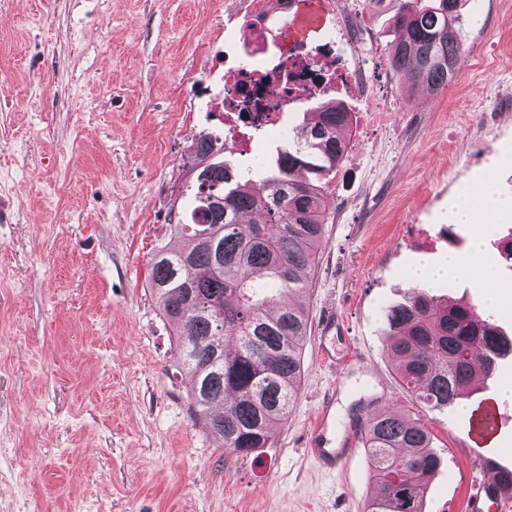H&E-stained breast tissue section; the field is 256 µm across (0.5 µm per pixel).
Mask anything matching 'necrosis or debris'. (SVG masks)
I'll list each match as a JSON object with an SVG mask.
<instances>
[{
	"instance_id": "necrosis-or-debris-1",
	"label": "necrosis or debris",
	"mask_w": 512,
	"mask_h": 512,
	"mask_svg": "<svg viewBox=\"0 0 512 512\" xmlns=\"http://www.w3.org/2000/svg\"><path fill=\"white\" fill-rule=\"evenodd\" d=\"M351 71L333 62L324 63L298 49L287 52L261 69L237 62L224 71V138L236 151H249L251 134L279 128L282 117L304 93L322 91L327 82H346Z\"/></svg>"
}]
</instances>
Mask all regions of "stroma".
I'll list each match as a JSON object with an SVG mask.
<instances>
[{
    "label": "stroma",
    "instance_id": "obj_1",
    "mask_svg": "<svg viewBox=\"0 0 512 512\" xmlns=\"http://www.w3.org/2000/svg\"><path fill=\"white\" fill-rule=\"evenodd\" d=\"M352 8L371 30L357 52L339 38ZM460 14L464 57L438 94L392 77V14L369 0L327 5L307 40L358 74L325 93L353 116L351 149L327 177L300 299L296 403L268 447L241 457L193 415L148 285L189 145L224 118V56L243 52L235 0H0V512H363L364 448L335 474L307 452L331 389L332 439L384 409L424 424L441 460L424 512H467L481 473L466 418L408 395L384 334L419 258L468 252L474 227L454 223L455 205L488 181L485 251L512 285V105L499 99L512 87V0H466ZM314 107L294 104L239 167L273 159Z\"/></svg>",
    "mask_w": 512,
    "mask_h": 512
}]
</instances>
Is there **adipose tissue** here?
<instances>
[{
	"label": "adipose tissue",
	"mask_w": 512,
	"mask_h": 512,
	"mask_svg": "<svg viewBox=\"0 0 512 512\" xmlns=\"http://www.w3.org/2000/svg\"><path fill=\"white\" fill-rule=\"evenodd\" d=\"M495 195V186L493 183H485L480 192L479 198H472L469 196L461 197L457 206V216L461 221L472 222L476 225L475 237L476 244H473L472 249L467 257H459L456 255L449 256L445 264L432 269L427 265H419L407 274L410 282L420 284H432L434 279L444 275L456 274H472L475 275L483 284L486 290V302L491 306L501 305L506 292L500 288L495 280L492 266L488 263L483 254V249L480 245L481 239L492 233L494 224L491 220L478 219L477 213L479 211V201L492 200Z\"/></svg>",
	"instance_id": "obj_1"
}]
</instances>
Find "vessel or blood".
I'll return each mask as SVG.
<instances>
[{
    "instance_id": "obj_1",
    "label": "vessel or blood",
    "mask_w": 512,
    "mask_h": 512,
    "mask_svg": "<svg viewBox=\"0 0 512 512\" xmlns=\"http://www.w3.org/2000/svg\"><path fill=\"white\" fill-rule=\"evenodd\" d=\"M323 23V0H304L287 28V36L296 41L305 39L311 32L321 29ZM332 405L331 396H324L311 432L310 453L321 468L335 472L343 468L350 451L346 448H333L326 442L332 419ZM466 428L471 455L488 464L486 476L475 484L467 508L469 512H484L486 504L493 499L492 490L502 473L512 470L511 464L492 460L491 443L502 429L499 403L491 397L484 399L478 405L475 417L467 422Z\"/></svg>"
}]
</instances>
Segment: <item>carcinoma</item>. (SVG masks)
<instances>
[{
  "mask_svg": "<svg viewBox=\"0 0 512 512\" xmlns=\"http://www.w3.org/2000/svg\"><path fill=\"white\" fill-rule=\"evenodd\" d=\"M395 4L389 65L397 80L448 88L463 58V0H370ZM352 113L321 102L288 148L256 172L237 168L224 130L202 129L190 144L192 197L171 209L176 245L150 261V288L176 328V364L190 408L220 446L247 456L270 443L293 406L302 376L304 293L323 245L329 173L347 157ZM387 352L401 386L428 408L452 407L474 379L497 371L512 351L491 315L442 305L418 284L390 307ZM362 442L375 491L365 512H423L439 460L420 422L397 411L368 418Z\"/></svg>",
  "mask_w": 512,
  "mask_h": 512,
  "instance_id": "carcinoma-1",
  "label": "carcinoma"
}]
</instances>
